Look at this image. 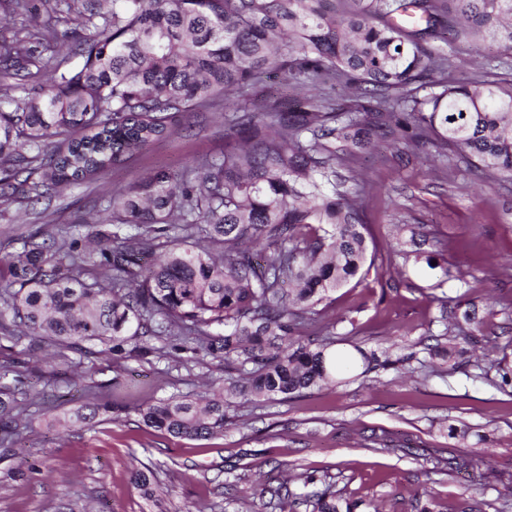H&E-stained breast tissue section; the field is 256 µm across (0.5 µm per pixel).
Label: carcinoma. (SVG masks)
<instances>
[{
    "label": "carcinoma",
    "instance_id": "1",
    "mask_svg": "<svg viewBox=\"0 0 512 512\" xmlns=\"http://www.w3.org/2000/svg\"><path fill=\"white\" fill-rule=\"evenodd\" d=\"M8 2L24 35L0 42V65L18 78L0 87L1 205L117 168L182 114L222 109L239 94L224 132L243 144L103 196L82 237L21 238L0 289L16 345L84 355L94 341L119 355L131 339L165 338L237 371L203 405L142 406L157 431L206 440L224 432L234 398L286 399L336 381L345 361L336 338L305 341L300 330L366 260L358 184L324 191L356 151L395 134L415 147L435 139L477 175L512 182V86L448 81V54L432 44L446 31L511 51L512 0H56L58 20L76 22L79 62L56 61L45 83L30 81L31 67L39 49L55 50L59 31L38 24L30 0ZM268 70L327 92L255 112L251 86ZM258 236L268 240L261 264L243 246ZM81 267L98 275L82 280L73 275ZM0 377V440L12 443L32 414L17 402L21 371ZM434 460L450 471L463 462L456 448ZM131 473L156 496L140 467ZM297 499L311 512L363 505L329 482Z\"/></svg>",
    "mask_w": 512,
    "mask_h": 512
}]
</instances>
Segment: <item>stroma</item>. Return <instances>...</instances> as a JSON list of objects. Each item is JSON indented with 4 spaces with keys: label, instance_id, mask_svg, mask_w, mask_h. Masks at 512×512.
Wrapping results in <instances>:
<instances>
[{
    "label": "stroma",
    "instance_id": "1",
    "mask_svg": "<svg viewBox=\"0 0 512 512\" xmlns=\"http://www.w3.org/2000/svg\"><path fill=\"white\" fill-rule=\"evenodd\" d=\"M457 82L512 84V51L492 41L459 39L447 47ZM220 111L178 117L172 135L124 167L65 188L52 202L0 211V279L21 237L41 230L84 234L104 194L147 174L222 154ZM365 183L367 258L358 275L318 308L337 352L350 356L335 384L281 400H237L222 436L187 440L147 427V401L195 399L222 386L224 361L168 345L116 357H52L42 345L14 346L0 327V365L20 363L25 388L46 415L36 416L11 449L0 448V512H309L295 503L297 473L333 483L381 512H416L435 498L441 512L462 503L512 512V384L486 372L488 361L512 368V184L482 182L437 141L408 147L385 138L359 151ZM488 318L476 345L432 355L445 328L465 310ZM375 356L376 365L365 362ZM111 407L89 424H69L87 403ZM464 431L452 438L449 427ZM378 439L415 448L402 456L369 447ZM467 453V472L434 469L435 450ZM138 460L164 500L132 483ZM289 478L292 497L271 505L269 487Z\"/></svg>",
    "mask_w": 512,
    "mask_h": 512
}]
</instances>
